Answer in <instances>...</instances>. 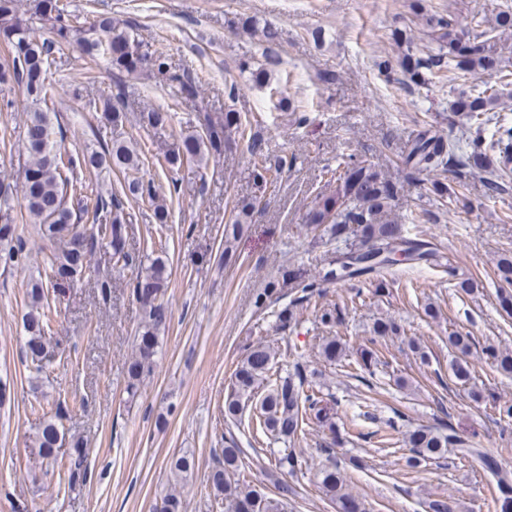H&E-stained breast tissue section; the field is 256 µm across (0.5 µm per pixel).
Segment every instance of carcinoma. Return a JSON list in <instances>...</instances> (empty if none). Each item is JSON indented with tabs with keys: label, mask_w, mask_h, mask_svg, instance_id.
<instances>
[{
	"label": "carcinoma",
	"mask_w": 512,
	"mask_h": 512,
	"mask_svg": "<svg viewBox=\"0 0 512 512\" xmlns=\"http://www.w3.org/2000/svg\"><path fill=\"white\" fill-rule=\"evenodd\" d=\"M58 0H30V15L53 22L57 26L58 39L39 41L31 27L21 18L17 0H0V37L9 44L11 52L5 65L11 79L35 100H46L45 75L55 59L64 54L70 39H75L83 53L91 58L103 56L112 67L133 75L147 67L161 75L165 82L179 88L186 99L199 96L198 82L190 73L171 68L166 56L138 38L130 26L122 25L107 16H100L89 29L66 23L57 5ZM471 36L455 29L453 21L443 16L430 19V27L436 34L440 47H448V55L438 53L427 58L408 53L402 66L411 76L420 75L425 68L438 79L451 73L457 78L481 71H497L499 79L508 75L498 68L505 53L512 54V47L500 44L493 32L512 28V6L500 10L494 25L472 18ZM497 101L494 86L485 83L473 88L469 100L461 103L470 125L476 127L464 148L450 143L430 127L419 130L408 152L401 158V165L412 174L446 172L453 168V184L438 180L433 183V193L441 199V205L461 194L475 172L485 174L491 190L498 191L512 182V126L507 120L496 121L497 129L487 140L481 135L482 126L490 121L487 108ZM124 92L119 90L101 100V112L112 127H123L126 118ZM171 114L161 109H149L141 113L140 123L145 127L164 126ZM200 133L181 137V144L164 154L166 164L179 169L191 164L205 167L212 156L231 150L236 139L245 140L252 157L253 178L260 185L274 182L272 167L267 165L263 139L252 132L250 120L225 109L224 114L206 110L197 115ZM55 127L49 109L34 108L24 129V144L28 159L24 169L22 193L25 211L37 232L54 243L53 251L44 264L50 270L54 284L74 283L85 273L88 258L99 246L110 250L111 258L122 269L136 271L130 284V295L139 303L143 320L138 328L136 348L127 369L125 391L129 400L138 397L140 387L154 368L157 353V333L167 322V308L161 302L168 284L166 261L157 256L135 252L127 247L126 204L128 196H136L153 205L155 222L166 224L170 212L166 204L158 201L154 182L138 177L140 156L132 148L131 140L116 138L112 144L90 153H71L61 150L55 139ZM97 170H116L123 175L120 188L103 193L97 183L74 179V170L81 166ZM336 191L317 197L307 213L309 226L328 225V233L345 247L336 250L329 261V268L320 277L295 276L294 290L297 297L275 312L276 320L283 329L294 320L293 308L297 303H313L315 316L321 324L334 326L342 322L341 311L321 308L314 301L321 296V285L336 280L350 282L365 275L380 276L394 267L425 265L438 268L439 249L424 238L403 235L402 225L384 218L385 213L400 197L401 188L384 177L371 163L362 159H349L343 172L333 174ZM28 259L26 241L15 233V225L0 224V260L20 264ZM500 282L499 297L502 307H512V254L503 255L496 263ZM47 285L42 280L32 281L27 291L28 311L24 326L27 333L25 358L31 368L40 373L55 360L59 343L47 336L52 320L51 306L45 294ZM399 325L393 320H378L373 325L375 349L369 351L373 364H387L378 339L398 333ZM448 344L459 356L450 363V371L456 382L466 385L471 371L466 357L470 354L468 336L454 333L448 336ZM345 343L340 336H326L320 345V355L331 364L341 360ZM487 354L496 363L497 370L512 374V353L487 348ZM368 359V360H370ZM367 359L361 368L370 370ZM274 354L269 347L257 344L251 347L234 372L232 386L224 399V417L237 422L248 402L258 390L263 395L255 403V431L266 441L292 442L305 425L312 421L329 420L330 408L324 404L320 391L310 385L303 374L296 370L281 374L273 370ZM56 420L41 423L32 448L36 464L43 475L60 472L73 487L86 482L88 477L86 448L80 440L68 437ZM405 442L414 449L412 461L438 460L453 452L462 458L472 457L479 461L483 470L494 481L496 512H512V467L495 455L470 447L467 440L458 436L446 424L432 428H419L406 433ZM237 442L230 439L222 449V460L209 476L216 497L224 499L225 512H281L282 503L294 494L293 486L286 480L277 482L275 496L265 488L255 485L245 474ZM269 461L283 473L296 475L308 467V461L295 449L271 448ZM194 458L183 453L170 460L169 472L175 481L189 478L194 470ZM320 489L337 512H364L362 503L348 491L346 480L336 467H324L319 472Z\"/></svg>",
	"instance_id": "carcinoma-1"
}]
</instances>
